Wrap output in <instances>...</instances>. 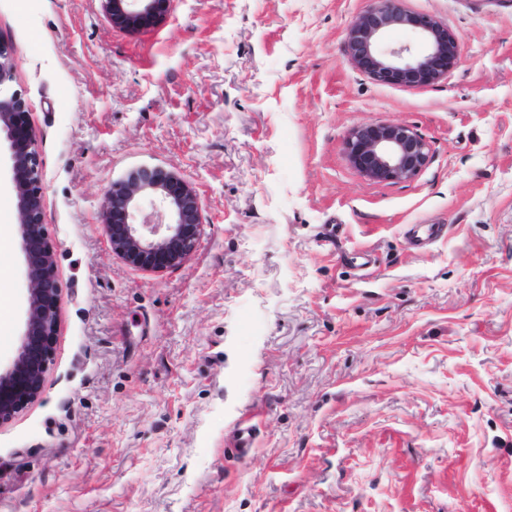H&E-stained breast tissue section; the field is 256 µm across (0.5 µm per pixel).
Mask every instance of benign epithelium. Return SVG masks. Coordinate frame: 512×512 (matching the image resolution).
Wrapping results in <instances>:
<instances>
[{
    "label": "benign epithelium",
    "instance_id": "7a95c632",
    "mask_svg": "<svg viewBox=\"0 0 512 512\" xmlns=\"http://www.w3.org/2000/svg\"><path fill=\"white\" fill-rule=\"evenodd\" d=\"M112 23L138 27L161 14L169 0H101ZM399 0H372L370 8L350 26L347 51L351 60L375 82L419 84L444 77L459 59V38L437 21L414 18L398 6ZM395 26L418 31L428 52L414 55L410 46L381 48ZM13 58L0 44V135L19 198V231L23 250L30 255L29 308L26 331L13 363L0 370V423L12 406L11 391L20 385L36 395L41 388L45 362L34 357L38 341L52 336L57 326L56 271L53 254L45 244L40 222L42 186L38 152L33 137L20 140L17 121L27 113L22 94L9 84ZM352 167L378 181H409L417 177L430 158L429 144L403 124L362 123L345 144ZM156 193L150 209L136 202L143 191ZM105 228L112 250L130 265L157 270L181 264L192 252L201 226L196 194L159 168L143 167L112 185L108 195Z\"/></svg>",
    "mask_w": 512,
    "mask_h": 512
}]
</instances>
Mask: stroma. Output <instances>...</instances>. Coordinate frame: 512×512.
<instances>
[{
  "instance_id": "1",
  "label": "stroma",
  "mask_w": 512,
  "mask_h": 512,
  "mask_svg": "<svg viewBox=\"0 0 512 512\" xmlns=\"http://www.w3.org/2000/svg\"><path fill=\"white\" fill-rule=\"evenodd\" d=\"M371 0H0L42 171L58 329L0 423V512H512V0H400L460 39L447 76L350 59ZM429 143L377 181L344 142ZM160 167L201 231L178 266L111 249L113 183ZM28 307L0 179V365ZM251 452L232 454L242 421ZM112 23L123 27H138L160 15L169 0H101ZM345 148L352 167L378 181L412 180L430 158L426 139L403 124H359L350 132Z\"/></svg>"
}]
</instances>
